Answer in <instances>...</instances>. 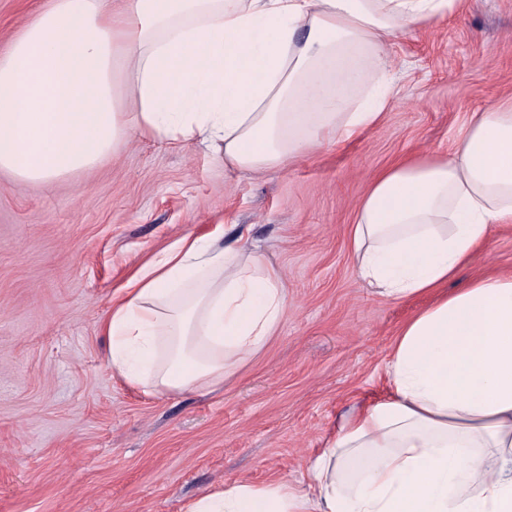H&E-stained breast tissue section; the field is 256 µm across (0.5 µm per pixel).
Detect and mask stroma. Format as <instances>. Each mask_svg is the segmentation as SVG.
I'll list each match as a JSON object with an SVG mask.
<instances>
[{
	"label": "stroma",
	"instance_id": "1",
	"mask_svg": "<svg viewBox=\"0 0 512 512\" xmlns=\"http://www.w3.org/2000/svg\"><path fill=\"white\" fill-rule=\"evenodd\" d=\"M44 0H0V53ZM381 123L265 175L141 139L49 185L0 172V512H181L226 482L297 484L343 418L386 392L384 362L428 300L358 278L349 228L370 179L447 152L470 112L512 97V0L463 9L391 48ZM243 232L287 307L223 386L146 395L114 376L101 331L126 277L184 236ZM512 274V224L452 281Z\"/></svg>",
	"mask_w": 512,
	"mask_h": 512
}]
</instances>
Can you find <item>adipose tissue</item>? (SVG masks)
Here are the masks:
<instances>
[{
    "label": "adipose tissue",
    "instance_id": "1",
    "mask_svg": "<svg viewBox=\"0 0 512 512\" xmlns=\"http://www.w3.org/2000/svg\"><path fill=\"white\" fill-rule=\"evenodd\" d=\"M460 3L50 0L0 54V171L50 184L150 139L277 172L378 125L393 42ZM503 224L512 100L471 113L446 155L376 174L356 206L358 277L394 300L432 299L396 338L384 397L343 420L299 486L234 482L183 512H512V275L445 291ZM285 309L264 254L184 237L122 287L109 364L147 394L211 391Z\"/></svg>",
    "mask_w": 512,
    "mask_h": 512
}]
</instances>
